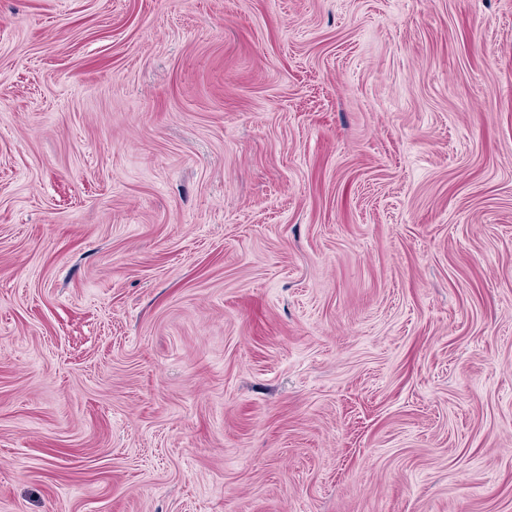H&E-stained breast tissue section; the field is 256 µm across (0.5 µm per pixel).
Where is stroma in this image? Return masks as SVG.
<instances>
[{
  "label": "stroma",
  "instance_id": "35a3bbf8",
  "mask_svg": "<svg viewBox=\"0 0 512 512\" xmlns=\"http://www.w3.org/2000/svg\"><path fill=\"white\" fill-rule=\"evenodd\" d=\"M0 512H512V0H0Z\"/></svg>",
  "mask_w": 512,
  "mask_h": 512
}]
</instances>
